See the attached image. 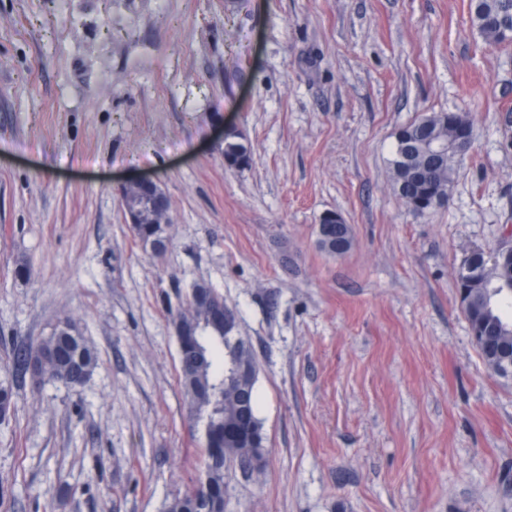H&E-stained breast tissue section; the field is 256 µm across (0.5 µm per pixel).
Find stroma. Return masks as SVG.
Listing matches in <instances>:
<instances>
[{"instance_id":"35a3bbf8","label":"stroma","mask_w":512,"mask_h":512,"mask_svg":"<svg viewBox=\"0 0 512 512\" xmlns=\"http://www.w3.org/2000/svg\"><path fill=\"white\" fill-rule=\"evenodd\" d=\"M457 110L471 151L412 214L395 133ZM140 176L170 201L160 257L121 205ZM510 225L512 46L469 0H0V512H164L197 485L171 314L198 283L238 313L267 436L224 512H512V380L455 288ZM64 319L97 367L34 386L14 357ZM251 151L249 146L242 140H235V137H227L224 142V166L227 169H234V164L244 162L249 165ZM319 232L322 236L330 235L336 232L334 236L321 238L317 230V243L319 248L328 255L336 256V248L339 251H346L352 239L348 236V227L344 217L336 211H327L323 213L320 219Z\"/></svg>"}]
</instances>
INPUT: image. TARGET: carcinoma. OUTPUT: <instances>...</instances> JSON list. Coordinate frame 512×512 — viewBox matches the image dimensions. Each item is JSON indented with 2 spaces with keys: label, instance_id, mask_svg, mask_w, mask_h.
Instances as JSON below:
<instances>
[{
  "label": "carcinoma",
  "instance_id": "carcinoma-1",
  "mask_svg": "<svg viewBox=\"0 0 512 512\" xmlns=\"http://www.w3.org/2000/svg\"><path fill=\"white\" fill-rule=\"evenodd\" d=\"M471 21L485 44L506 47L504 29L512 28V0H470ZM448 113H426L414 121L409 128L413 136V151L402 150V143L396 142L394 158L390 161L392 182L397 195L406 207L414 212L417 201L422 199L431 203L438 194H449L452 190L456 167L453 160L430 169L423 180L411 183L408 181L410 170L420 168L425 161L424 148L419 141L421 134L417 127L427 128L428 134L441 141L448 140L449 129L445 117ZM251 161L249 146L235 138H226L224 142V166L234 168V164ZM167 224H134L131 232L145 246L162 245L170 241ZM477 279L482 287L473 291V302L483 307L482 320L494 339H499L503 328L512 331V321L506 319L500 311L503 305L512 307V290L502 288L492 293L494 287L503 282L512 281V269L500 271L492 255H479L476 261ZM198 295L190 302L189 309L178 316L181 324L197 325L207 330L211 309V289L204 284L195 285ZM208 351L205 369L197 366L180 370V383L189 400L194 418L199 422H210L211 430L205 438V448L201 449L204 457L205 478L193 491L171 500L165 506V512H201L209 507V512H224V461L239 460L249 463L252 460L262 461L267 454L266 437L261 419L257 415L255 387H250V402L243 405L237 394V386L230 382L224 383V390L217 395H207L204 382L210 378L224 376V362L228 356L243 360L252 358L245 340L232 345L224 343V334L212 331L203 337ZM62 342L72 344L80 355L81 366L87 373L96 367V356L86 344L83 336L76 333L62 336L54 331L40 342L42 346H54ZM74 371L73 362L69 358H59L49 367V377L69 382Z\"/></svg>",
  "mask_w": 512,
  "mask_h": 512
}]
</instances>
